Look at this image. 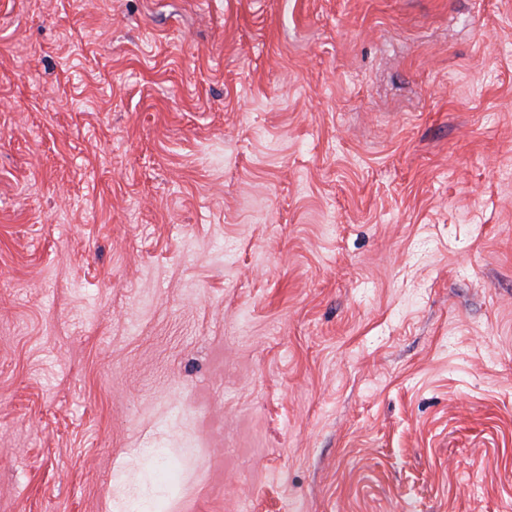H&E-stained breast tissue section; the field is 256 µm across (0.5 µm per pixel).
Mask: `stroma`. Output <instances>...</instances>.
<instances>
[{"instance_id": "obj_1", "label": "stroma", "mask_w": 512, "mask_h": 512, "mask_svg": "<svg viewBox=\"0 0 512 512\" xmlns=\"http://www.w3.org/2000/svg\"><path fill=\"white\" fill-rule=\"evenodd\" d=\"M512 512V0H0V512Z\"/></svg>"}]
</instances>
